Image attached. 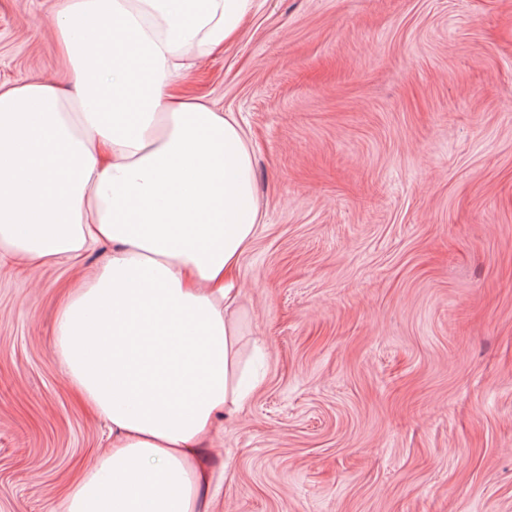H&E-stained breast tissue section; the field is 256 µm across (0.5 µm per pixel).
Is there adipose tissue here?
<instances>
[{
    "label": "adipose tissue",
    "instance_id": "1",
    "mask_svg": "<svg viewBox=\"0 0 512 512\" xmlns=\"http://www.w3.org/2000/svg\"><path fill=\"white\" fill-rule=\"evenodd\" d=\"M252 8L65 0V77L0 86V255L111 248L57 319L63 372L112 427L61 512H208V450L253 390L236 309L260 203L238 120L169 86Z\"/></svg>",
    "mask_w": 512,
    "mask_h": 512
}]
</instances>
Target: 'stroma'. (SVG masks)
I'll list each match as a JSON object with an SVG mask.
<instances>
[{"instance_id":"obj_1","label":"stroma","mask_w":512,"mask_h":512,"mask_svg":"<svg viewBox=\"0 0 512 512\" xmlns=\"http://www.w3.org/2000/svg\"><path fill=\"white\" fill-rule=\"evenodd\" d=\"M62 3L0 0V84L64 74ZM175 90L235 114L263 214L210 512H512V0H255ZM108 253L0 261V512L111 442L54 346Z\"/></svg>"}]
</instances>
